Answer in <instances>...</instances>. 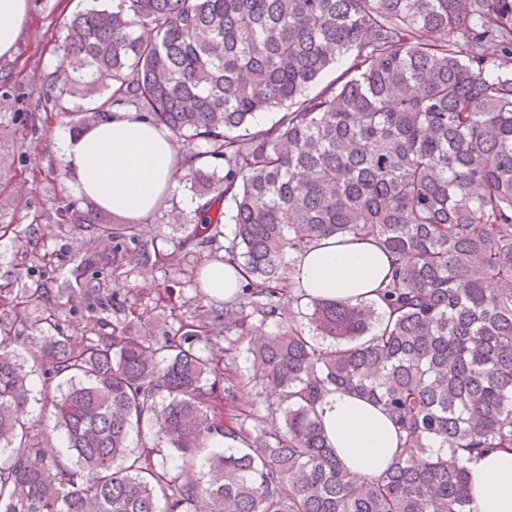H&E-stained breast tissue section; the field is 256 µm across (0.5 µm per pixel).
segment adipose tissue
Masks as SVG:
<instances>
[{"label":"adipose tissue","instance_id":"ef3b65f1","mask_svg":"<svg viewBox=\"0 0 512 512\" xmlns=\"http://www.w3.org/2000/svg\"><path fill=\"white\" fill-rule=\"evenodd\" d=\"M30 18V0H0V56H11ZM80 193L112 213L142 220L175 193L177 148L171 132L132 112H117L91 129L57 143ZM389 255L369 239L323 238L294 254L288 271L305 300L373 302L386 282ZM244 282L241 267L215 260L202 269L209 297H234ZM324 433L350 475L385 470L403 439L380 406L344 392H329L317 407ZM477 512H512V452L493 451L466 461Z\"/></svg>","mask_w":512,"mask_h":512}]
</instances>
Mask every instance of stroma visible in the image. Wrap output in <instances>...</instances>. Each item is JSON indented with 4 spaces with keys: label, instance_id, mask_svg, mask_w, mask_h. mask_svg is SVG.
<instances>
[{
    "label": "stroma",
    "instance_id": "35a3bbf8",
    "mask_svg": "<svg viewBox=\"0 0 512 512\" xmlns=\"http://www.w3.org/2000/svg\"><path fill=\"white\" fill-rule=\"evenodd\" d=\"M31 21L22 31L13 56L0 57V224L27 227L39 220L35 236L20 235L0 240V281L14 278L18 269L31 270L32 281L44 282L50 300L64 305L62 291L74 257L83 253L81 234L58 236L56 226L61 211L71 208L86 211L87 197L81 195L65 173L57 140L70 132L66 118L53 109L51 100L58 96L61 82L55 81L58 58L55 46L63 32L59 17L82 9L85 0H31ZM194 194L188 185L168 196L146 221L149 236L164 235L179 239L182 229L173 224L172 212L191 218ZM54 253L53 268L36 267L32 249ZM215 254L203 250L180 263L162 269L127 268L118 280L120 295L129 304L144 311L153 335H160L169 323L170 312L194 319L210 309L214 301L199 284V272ZM263 325L273 331V322L258 316L247 320L243 331L210 337L207 347L223 361L224 377L233 382L235 391L220 395L217 409L225 417L237 418L243 429L257 433L268 427L265 403L249 382L250 333Z\"/></svg>",
    "mask_w": 512,
    "mask_h": 512
}]
</instances>
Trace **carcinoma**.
Here are the masks:
<instances>
[{
    "instance_id": "obj_1",
    "label": "carcinoma",
    "mask_w": 512,
    "mask_h": 512,
    "mask_svg": "<svg viewBox=\"0 0 512 512\" xmlns=\"http://www.w3.org/2000/svg\"><path fill=\"white\" fill-rule=\"evenodd\" d=\"M62 28L53 106L73 129L133 111L191 145L180 180L204 204L180 249L222 251L248 280L197 320L170 310L179 327L160 339L130 308L77 340L64 314L119 305L102 279L175 255L137 220L57 225L85 238L68 310L19 286L22 271L0 284V512H475L464 458L512 451V0H112ZM350 235L392 257L383 312L284 287L288 254ZM247 311L276 324L250 377L281 424L254 435L215 411L223 368L197 347ZM26 324L45 424L28 420L13 349ZM332 390L381 405L403 434L381 474L336 461L316 410ZM145 422L181 466L133 447ZM225 435L244 447L211 449L208 480L192 474Z\"/></svg>"
}]
</instances>
